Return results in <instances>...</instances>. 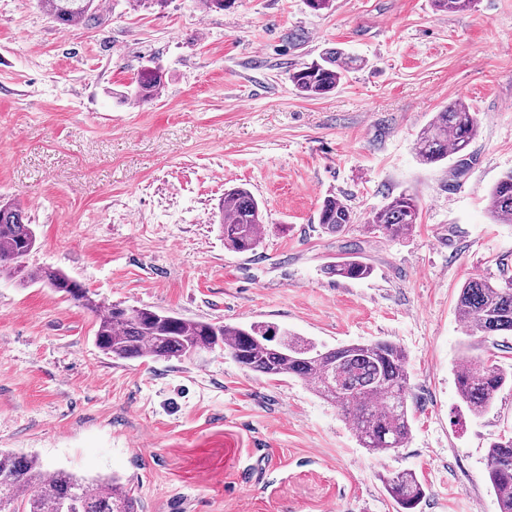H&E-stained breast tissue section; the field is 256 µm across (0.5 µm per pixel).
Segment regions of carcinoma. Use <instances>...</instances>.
Segmentation results:
<instances>
[{
  "instance_id": "obj_1",
  "label": "carcinoma",
  "mask_w": 512,
  "mask_h": 512,
  "mask_svg": "<svg viewBox=\"0 0 512 512\" xmlns=\"http://www.w3.org/2000/svg\"><path fill=\"white\" fill-rule=\"evenodd\" d=\"M95 0H39L47 15L63 27L89 21ZM474 0H433L436 10L459 13ZM362 60L338 49L325 51L320 60L304 64L289 75L296 90L317 97L337 89ZM165 80L152 67L143 68L133 91L140 103L155 99ZM478 113L456 100L435 113L419 133L415 151L428 165L442 164L451 155L466 169L467 150L477 135ZM488 208L499 223H512V171L492 187ZM416 199L406 193L391 198L368 223L394 239L417 224ZM264 212L258 199L245 188L224 192L219 224L224 245L244 253L261 240ZM320 227L341 234L355 223L351 207L342 199L327 197L318 213ZM37 245L30 216L20 205L0 204V274L41 283L72 300L96 317L95 342L116 360L152 357L183 360L204 351L223 349L246 370L266 377H294L323 399L333 403L371 454L390 455L408 442L412 424L411 395L406 355L387 340L325 347L312 340L263 324H231L189 320L149 307L122 309L104 304L81 283L49 267L31 268L28 258ZM329 274L351 280L369 277L373 268L359 256H348L326 267ZM465 323L466 353L455 369L461 403L474 417L487 412L498 392L512 382V373L485 360L499 349V336H512V279L492 281L476 277L465 282L456 303ZM487 476L499 512H512V436L499 438L487 451ZM384 490L398 512H413L426 496L417 475L403 470L381 477ZM132 489L120 478L86 479L64 469H47L39 458L0 449V512H138Z\"/></svg>"
}]
</instances>
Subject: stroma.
Segmentation results:
<instances>
[{
  "mask_svg": "<svg viewBox=\"0 0 512 512\" xmlns=\"http://www.w3.org/2000/svg\"><path fill=\"white\" fill-rule=\"evenodd\" d=\"M71 28L37 0H0V199L35 224L30 267L102 302L195 320L269 323L324 345L386 339L407 356L412 433L390 456L362 448L335 405L223 350L115 360L96 319L38 284L0 276V448L85 478L116 476L143 512H396L380 475L410 470L416 512H498L491 442L512 435V387L483 416L460 403L466 340L456 301L473 277L512 276V223L487 197L512 170V0L448 14L432 0H107ZM339 48L362 58L336 91L289 74ZM158 64L152 101L129 92ZM478 112L468 171L421 164L420 130L449 102ZM265 207L261 245H224L228 188ZM413 195L392 239L367 220ZM355 222L328 234L325 197ZM356 246L362 280L326 267Z\"/></svg>",
  "mask_w": 512,
  "mask_h": 512,
  "instance_id": "35a3bbf8",
  "label": "stroma"
}]
</instances>
